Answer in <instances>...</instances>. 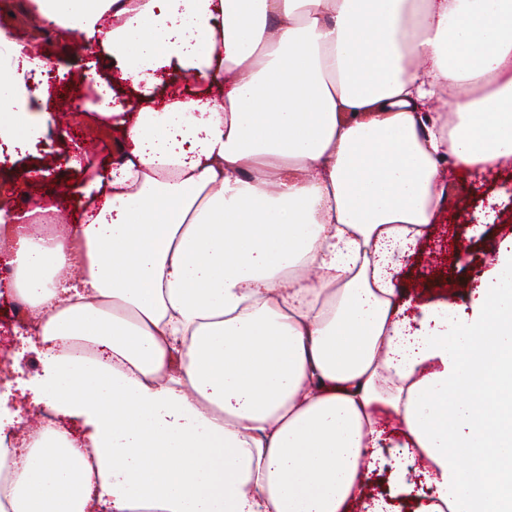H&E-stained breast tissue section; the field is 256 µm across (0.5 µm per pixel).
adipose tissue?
<instances>
[{
	"instance_id": "1",
	"label": "adipose tissue",
	"mask_w": 512,
	"mask_h": 512,
	"mask_svg": "<svg viewBox=\"0 0 512 512\" xmlns=\"http://www.w3.org/2000/svg\"><path fill=\"white\" fill-rule=\"evenodd\" d=\"M37 2L132 83L175 61L209 93L122 131L84 223L0 206L37 401L95 455L49 429L15 467L0 426V512H345L383 468L417 512H512V240L469 306L411 320L395 282L442 166L512 161V0ZM26 91L0 71L1 143Z\"/></svg>"
}]
</instances>
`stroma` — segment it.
Wrapping results in <instances>:
<instances>
[{
	"label": "stroma",
	"instance_id": "1",
	"mask_svg": "<svg viewBox=\"0 0 512 512\" xmlns=\"http://www.w3.org/2000/svg\"><path fill=\"white\" fill-rule=\"evenodd\" d=\"M29 43L31 49L50 55L55 66L68 68L67 79L46 85L39 100L30 102V116L41 124L39 135L0 162V186L12 189L11 204L17 213L35 206L57 208L60 222L75 223L79 217L86 182L99 176L106 162L121 160L117 132L146 106H157L170 97L194 98L205 83L176 66L159 69L160 84L133 88L120 81L121 64L99 49L83 50L75 41L60 39L55 29L37 19L34 0H0V29ZM112 86L120 113L97 123L81 122L67 109L66 101L88 107L98 101L96 79ZM40 166L47 177L37 187L27 182V170ZM450 204L428 225L412 260L400 271V288L417 316L420 305L447 299L460 306L470 303V292L488 271L489 260L499 245L512 238V163L471 176H454L448 185ZM493 207L496 218L477 223L476 211ZM15 299L0 297V344L11 348L18 370L0 390V417L28 425L34 407L20 391L41 374V361L33 345L16 336L13 318Z\"/></svg>",
	"mask_w": 512,
	"mask_h": 512
}]
</instances>
